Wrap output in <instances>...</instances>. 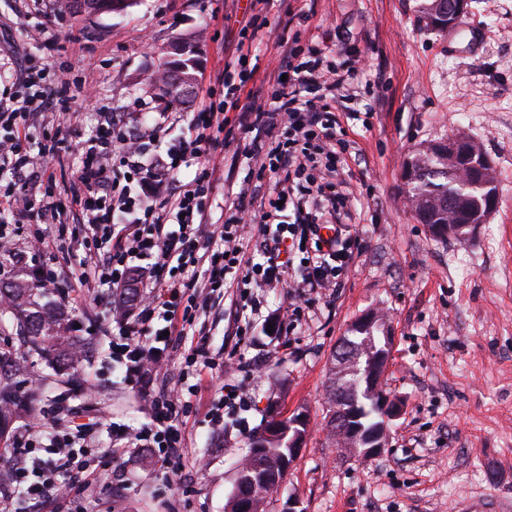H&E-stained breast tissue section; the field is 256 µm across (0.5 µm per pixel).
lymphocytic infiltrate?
<instances>
[{
  "label": "lymphocytic infiltrate",
  "mask_w": 512,
  "mask_h": 512,
  "mask_svg": "<svg viewBox=\"0 0 512 512\" xmlns=\"http://www.w3.org/2000/svg\"><path fill=\"white\" fill-rule=\"evenodd\" d=\"M279 46L286 80L269 93L225 82L223 101L203 102L195 113L190 138L151 162L141 161V141L125 121L103 113L96 129L76 144L82 165L64 208L53 199L56 176L47 158L28 148L27 129L36 112H60L72 121L68 84H45L43 69L30 65L19 90L0 97V249L10 245L9 226L17 217L52 224L69 214L82 238L79 272L62 286L67 301L94 283L120 284L130 259L149 261L144 315L138 326L120 327L112 357L132 372L158 371L173 357L184 363L178 381L153 396L149 425L135 430L111 424L112 445L101 449L95 469L84 462L90 424L71 421L64 434L45 445L34 428L16 434L12 446L19 466L11 478L30 502L46 501L61 475L67 478V494L96 488L113 456L130 446L157 451L167 461L185 458L189 432L184 396L207 390L214 369L193 311L215 288L237 281L278 283L285 269L298 266L300 278L292 283L285 325L290 331L312 293L340 287L359 239L343 236L340 227L354 218L343 177L353 143L331 106L356 99L361 57L353 55L346 69L335 70L317 56L304 55L296 41L284 38ZM232 110L239 128L251 137L253 174L276 176V196L265 203L236 199L226 222L212 224L202 199L216 168L205 157L216 140L233 144L226 131ZM190 155L202 160L191 182L176 186L158 203L144 195V188L162 189L165 178L176 175ZM114 159L125 168L119 180L112 176ZM287 209L293 214L289 221L283 218ZM254 241L264 250V262H254L250 254Z\"/></svg>",
  "instance_id": "1"
}]
</instances>
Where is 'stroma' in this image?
Masks as SVG:
<instances>
[{"label": "stroma", "instance_id": "1", "mask_svg": "<svg viewBox=\"0 0 512 512\" xmlns=\"http://www.w3.org/2000/svg\"><path fill=\"white\" fill-rule=\"evenodd\" d=\"M420 0H267L269 20L262 43L252 48L254 83L276 81L280 38L297 39L328 64H343L339 46L356 49L367 66L358 86V110L374 105L369 122L342 119L359 152L349 157V183L363 240L338 291L312 294L308 318L292 332L283 321L288 285L255 287L262 315L250 321L244 344L234 338L231 293L211 295L197 312L205 346L216 361L238 354L236 382L251 396L247 409L224 413L215 429L209 410L222 396V376L192 398L187 419L188 453L203 468L163 464L147 448L115 458L121 491L104 486L40 506L21 500L15 486L0 485V503L14 512H230L248 439L270 408L306 418L303 447L263 512H456L458 503L487 496L512 502V0H470L452 32L419 22ZM250 0H136L121 14L59 15L56 0H0V91L11 89L25 63L44 64L49 79L70 88L92 87L96 106L75 96L74 131L60 129L55 115L30 122L31 148L56 144L51 166L55 195L69 189L79 164L74 145L95 127L100 112L134 120L143 105L151 122L142 126L144 156L188 137L203 88L224 97L218 78L248 21ZM46 33L29 40L32 26ZM201 47L197 88L185 106L148 92L146 79L173 42ZM463 133L491 159L499 199L487 223L467 240L434 235L406 203L407 160L424 145ZM210 157L216 180L205 199L210 221L223 222L236 196L261 197L272 188L256 179L243 151L216 146ZM52 254L29 249V224L14 246L27 266L69 279L70 238L45 225ZM125 291L93 288L69 305L90 356L73 379L93 383L91 395L66 398L65 386L46 393L30 422L53 435L73 413L92 423L91 444L111 446L109 422L139 428L150 422L153 382H174L181 364L169 362L156 381L126 375L112 360L115 301ZM381 315L390 336L382 388L399 398L402 414L388 423L381 453L362 458L339 447L329 429L328 390L334 354L352 324L369 312Z\"/></svg>", "mask_w": 512, "mask_h": 512}]
</instances>
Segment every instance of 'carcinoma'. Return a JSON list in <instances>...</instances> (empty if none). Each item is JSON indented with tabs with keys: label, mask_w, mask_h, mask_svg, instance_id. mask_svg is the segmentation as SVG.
<instances>
[{
	"label": "carcinoma",
	"mask_w": 512,
	"mask_h": 512,
	"mask_svg": "<svg viewBox=\"0 0 512 512\" xmlns=\"http://www.w3.org/2000/svg\"><path fill=\"white\" fill-rule=\"evenodd\" d=\"M136 4V0H59L60 8L72 15H96L100 13H121ZM199 52L190 48L181 53L170 52V58L159 67L160 78L149 79L148 86L157 91L160 98L167 96L169 68L179 67L183 73L196 76ZM412 178L406 182L407 194L414 202H432L441 216L435 222L442 223L444 233L465 237L472 223L470 198L460 192V170L464 166L450 162L437 153H417L411 158ZM16 254H0V268L10 260L17 269L8 286L0 287V311L11 313L16 335L20 336L27 349V355L37 356L52 369L62 365H76V350L81 341L72 335L74 327L69 322L61 305V296L51 288L40 284L33 269L19 265ZM24 355L10 350H0V435L10 429L16 415V407L23 402L34 409L37 401L47 389L58 383L52 375H42L35 387L25 393L15 380V374L26 370L21 364ZM364 373L341 370L336 373L328 399L336 403V396L357 394V424L365 431L377 428L383 423L384 412L371 402L362 390ZM250 455L242 467L240 491L260 510L264 498L279 486L285 476L283 465L288 459V433L267 439L255 432L249 438Z\"/></svg>",
	"instance_id": "obj_1"
}]
</instances>
